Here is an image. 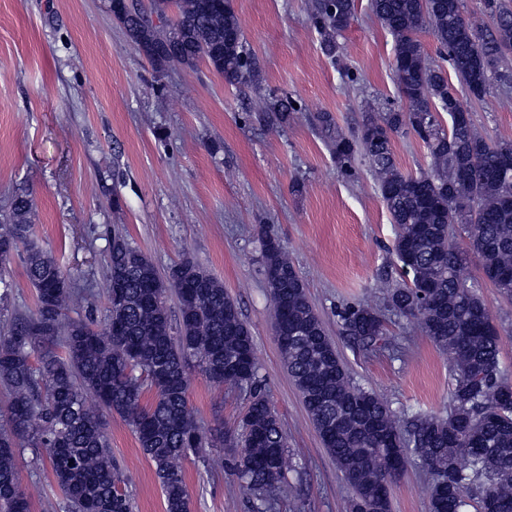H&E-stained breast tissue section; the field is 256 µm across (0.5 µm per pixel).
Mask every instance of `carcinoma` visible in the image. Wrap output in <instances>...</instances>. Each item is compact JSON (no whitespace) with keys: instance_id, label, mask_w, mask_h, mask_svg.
<instances>
[{"instance_id":"obj_1","label":"carcinoma","mask_w":512,"mask_h":512,"mask_svg":"<svg viewBox=\"0 0 512 512\" xmlns=\"http://www.w3.org/2000/svg\"><path fill=\"white\" fill-rule=\"evenodd\" d=\"M481 13L459 29L463 0H371L372 13L394 39L393 71L405 108L366 106L355 136L320 118L336 164L352 170L363 158L395 224L393 251L410 282L377 278V302L345 305L339 327L366 351L400 355L386 339L390 314L417 325L448 353L450 388L443 415L417 413L405 429L390 403L357 384L303 277L280 241L262 238L261 259L273 308L272 328L293 335L281 354L306 411L352 492L350 512H391L390 485L414 459L429 479V512H512V381L500 370V333L475 282L462 276L471 257L498 292L512 299V141L493 139L463 112L447 73L427 58V30L448 52L468 96L483 99L498 83L512 85L504 60L512 51V3L483 0ZM134 45L158 70L206 64L230 85L255 81L231 0H109ZM500 22L487 28L483 14ZM356 17V0H314L312 19L323 50L336 58L337 37ZM295 100L270 91L255 107L274 125L294 118ZM448 123H443V116ZM409 132L426 147L430 166L416 175L397 166L392 136ZM33 200L17 192L0 219V267L23 257L36 290L30 313L0 330V512H31L17 457L29 448L47 459L61 491V512H133L112 463L104 413L131 427L154 464L165 512H189L177 463L205 448L233 449L229 469L254 512H274L287 483V438L262 390L254 338L224 285L191 259L161 277L152 259L126 236L109 242L103 324L73 317L87 289L65 275L30 239ZM177 299L172 318L168 296ZM249 393L240 437L202 430L187 398L186 368ZM153 392L144 402L145 390Z\"/></svg>"}]
</instances>
